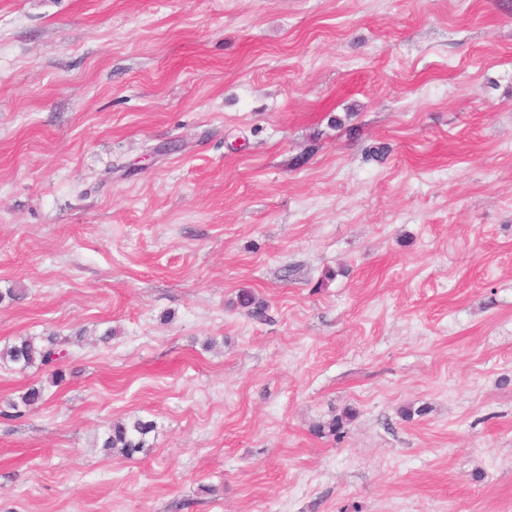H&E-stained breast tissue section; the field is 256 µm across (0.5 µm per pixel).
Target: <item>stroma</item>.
<instances>
[{"mask_svg":"<svg viewBox=\"0 0 512 512\" xmlns=\"http://www.w3.org/2000/svg\"><path fill=\"white\" fill-rule=\"evenodd\" d=\"M10 288L0 512H512V0H0ZM58 336H20L11 344L0 348V364L14 365L21 369L40 366L49 369L51 382L59 385L65 379L66 353L59 349ZM44 398V388L39 386H30L24 392L18 395L16 400L9 401L8 410H0V416L19 417L24 412L41 402ZM154 428L152 421L142 418L114 422L106 431L101 448L131 458L148 448L147 436Z\"/></svg>","mask_w":512,"mask_h":512,"instance_id":"1","label":"stroma"}]
</instances>
